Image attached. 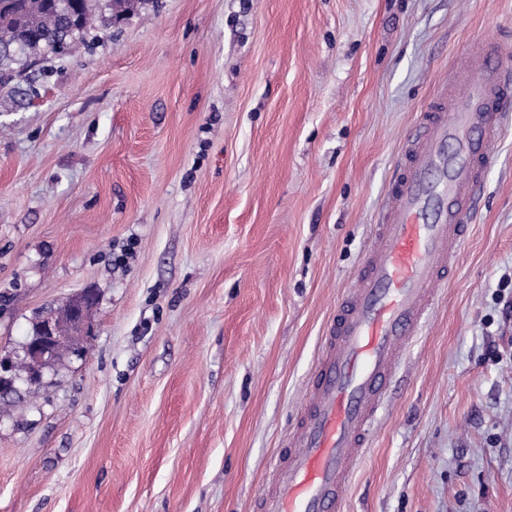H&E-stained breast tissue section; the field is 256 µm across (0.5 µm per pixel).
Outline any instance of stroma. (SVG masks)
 <instances>
[{"instance_id": "1", "label": "stroma", "mask_w": 512, "mask_h": 512, "mask_svg": "<svg viewBox=\"0 0 512 512\" xmlns=\"http://www.w3.org/2000/svg\"><path fill=\"white\" fill-rule=\"evenodd\" d=\"M512 0H142L0 87V512H254L405 135ZM344 512H512V123ZM96 301L93 292H86L70 300L61 313H53L36 322V336L23 343L21 351L26 364L27 383L41 382L44 369L52 361L57 349L74 344L78 337L91 336L93 327L88 322L86 309ZM16 365V353L8 352L0 355V395H7L16 391V381L19 379L14 372Z\"/></svg>"}]
</instances>
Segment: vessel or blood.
I'll return each mask as SVG.
<instances>
[{"instance_id":"1","label":"vessel or blood","mask_w":512,"mask_h":512,"mask_svg":"<svg viewBox=\"0 0 512 512\" xmlns=\"http://www.w3.org/2000/svg\"><path fill=\"white\" fill-rule=\"evenodd\" d=\"M498 34L481 43L483 73L448 71L420 113L394 165L387 204L373 226L356 284L324 338L286 456L256 512H343V492L361 462L396 368L450 277L512 116V69Z\"/></svg>"}]
</instances>
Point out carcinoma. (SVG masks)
<instances>
[{
	"instance_id": "1",
	"label": "carcinoma",
	"mask_w": 512,
	"mask_h": 512,
	"mask_svg": "<svg viewBox=\"0 0 512 512\" xmlns=\"http://www.w3.org/2000/svg\"><path fill=\"white\" fill-rule=\"evenodd\" d=\"M105 22L99 0H0V83L41 53H64L90 32V20Z\"/></svg>"
}]
</instances>
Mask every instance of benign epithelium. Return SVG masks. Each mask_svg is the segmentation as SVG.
I'll use <instances>...</instances> for the list:
<instances>
[{"label":"benign epithelium","instance_id":"7a95c632","mask_svg":"<svg viewBox=\"0 0 512 512\" xmlns=\"http://www.w3.org/2000/svg\"><path fill=\"white\" fill-rule=\"evenodd\" d=\"M96 301V295L86 292L70 300L64 310L43 317L35 324L36 336L22 344L26 364L25 381L40 382L44 369L52 361L57 349L74 344L79 337L90 336L93 327L85 317L86 309ZM16 353L0 355V395L16 391Z\"/></svg>","mask_w":512,"mask_h":512}]
</instances>
